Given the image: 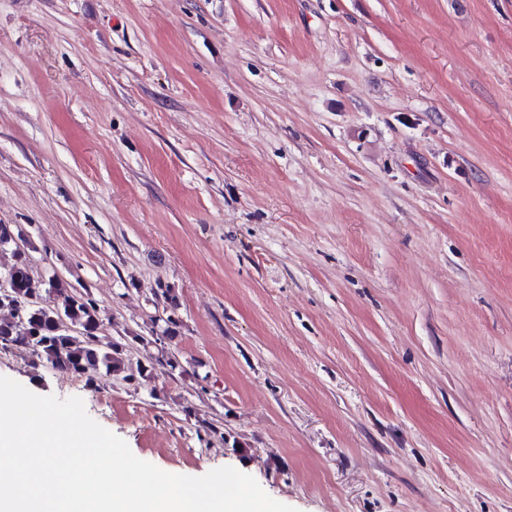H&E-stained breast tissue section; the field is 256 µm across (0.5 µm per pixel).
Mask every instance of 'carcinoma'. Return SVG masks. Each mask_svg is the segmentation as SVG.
<instances>
[{"mask_svg": "<svg viewBox=\"0 0 512 512\" xmlns=\"http://www.w3.org/2000/svg\"><path fill=\"white\" fill-rule=\"evenodd\" d=\"M12 224H0V251L11 249V261L0 263V273L10 276V295L0 296V308L10 311L0 321V348L22 345L60 372L83 377L86 386L100 377L133 380L125 359L126 344L101 339L103 323L95 301L74 289L58 275L43 280L34 274L28 251L15 242ZM170 313L163 319V335L177 336L178 306L172 289H161Z\"/></svg>", "mask_w": 512, "mask_h": 512, "instance_id": "cac0c4a2", "label": "carcinoma"}]
</instances>
